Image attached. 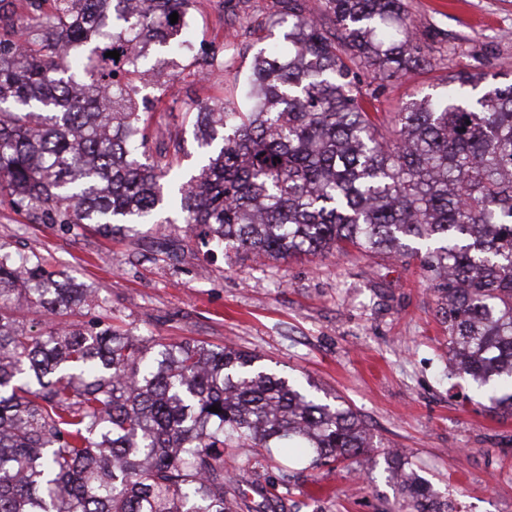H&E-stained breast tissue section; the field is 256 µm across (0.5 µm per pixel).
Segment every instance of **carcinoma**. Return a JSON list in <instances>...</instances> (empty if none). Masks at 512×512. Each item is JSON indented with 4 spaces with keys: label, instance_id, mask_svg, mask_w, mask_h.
<instances>
[{
    "label": "carcinoma",
    "instance_id": "obj_1",
    "mask_svg": "<svg viewBox=\"0 0 512 512\" xmlns=\"http://www.w3.org/2000/svg\"><path fill=\"white\" fill-rule=\"evenodd\" d=\"M193 0H0V195L49 224L110 237L183 215L204 245L272 260L350 248L420 258L448 324V363L512 415V80L460 64L440 90L371 112V82L423 68L403 0H278L288 55L253 56L235 98L181 102L202 165L144 146L156 101L132 76L215 50L185 45ZM178 13V21L169 16ZM118 51L119 59L105 56ZM96 291L0 245V512H240L224 449L302 448L311 466L383 457L390 512H448L407 454L379 452L357 413L249 351L134 336L110 324L43 333ZM217 406L220 412L210 411Z\"/></svg>",
    "mask_w": 512,
    "mask_h": 512
}]
</instances>
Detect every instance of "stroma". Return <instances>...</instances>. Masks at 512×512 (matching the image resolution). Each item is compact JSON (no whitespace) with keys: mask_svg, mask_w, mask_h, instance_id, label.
<instances>
[{"mask_svg":"<svg viewBox=\"0 0 512 512\" xmlns=\"http://www.w3.org/2000/svg\"><path fill=\"white\" fill-rule=\"evenodd\" d=\"M415 33L430 49L429 68L389 82L376 93L380 114L435 91L461 63L512 75V0H404ZM276 0H195L193 43L219 47L229 33L233 63L205 78L185 70L164 88L150 114L149 148L181 124L180 98L235 96L238 73L264 45L282 43L270 16ZM0 244L37 254L99 289L94 311L70 324L102 319L136 336L189 338L257 354L279 375L306 377L340 398L364 421L381 449L400 448L457 512H512V416L493 411L448 370V331L433 285L418 259L348 256L267 260L210 253L188 225L105 238L89 227L45 224L0 198ZM286 467L287 512H381L398 497L383 466L338 462L306 468L272 449L264 468L247 472V503L264 512L252 483Z\"/></svg>","mask_w":512,"mask_h":512,"instance_id":"35a3bbf8","label":"stroma"}]
</instances>
